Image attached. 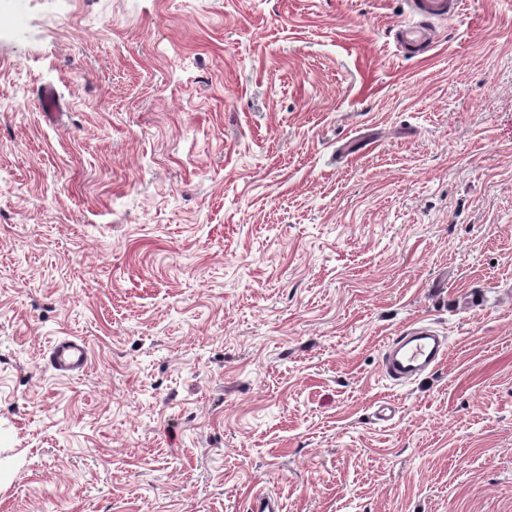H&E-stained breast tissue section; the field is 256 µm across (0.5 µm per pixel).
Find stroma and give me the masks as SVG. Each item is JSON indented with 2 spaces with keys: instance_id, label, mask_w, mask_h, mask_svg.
<instances>
[{
  "instance_id": "1",
  "label": "stroma",
  "mask_w": 512,
  "mask_h": 512,
  "mask_svg": "<svg viewBox=\"0 0 512 512\" xmlns=\"http://www.w3.org/2000/svg\"><path fill=\"white\" fill-rule=\"evenodd\" d=\"M405 16L0 0V512H512V0ZM410 18L393 28L396 48L420 57L432 50L439 40L438 24L456 17L461 0H406ZM448 336L432 325L417 320L386 346L382 370L394 382H410L432 372L449 355ZM48 361L51 368L62 376H80L90 363L87 343L79 336L59 337L49 348Z\"/></svg>"
}]
</instances>
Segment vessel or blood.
I'll use <instances>...</instances> for the list:
<instances>
[{
    "label": "vessel or blood",
    "instance_id": "obj_1",
    "mask_svg": "<svg viewBox=\"0 0 512 512\" xmlns=\"http://www.w3.org/2000/svg\"><path fill=\"white\" fill-rule=\"evenodd\" d=\"M406 4L409 18L394 27V43L399 52L417 57L436 46L439 23L456 17L462 8L461 0H406ZM448 355L447 336L418 320L386 346L382 370L391 381L406 383L434 371ZM48 361L56 373L76 377L89 367V349L81 337L62 336L52 343Z\"/></svg>",
    "mask_w": 512,
    "mask_h": 512
}]
</instances>
